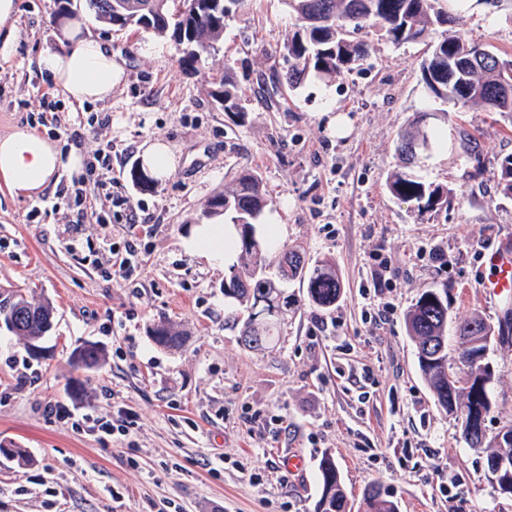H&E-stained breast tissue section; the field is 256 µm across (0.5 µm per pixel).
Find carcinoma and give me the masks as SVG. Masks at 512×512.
I'll use <instances>...</instances> for the list:
<instances>
[{
    "mask_svg": "<svg viewBox=\"0 0 512 512\" xmlns=\"http://www.w3.org/2000/svg\"><path fill=\"white\" fill-rule=\"evenodd\" d=\"M244 0H80V6L100 21L118 30L151 31L170 37L182 47V62L196 66L202 57L217 49L224 35L226 18ZM295 16L292 33L281 51L288 60V71L281 75L272 70L270 82L297 86L309 72L332 78L351 72L369 52L358 38L364 28H374L386 40L399 44L423 40L437 28L448 24V0H285ZM466 42L459 36L445 35L429 42V59L423 64L422 79L433 97L451 101L463 110L474 112H512V59L491 51L484 52L485 62L471 65L462 57ZM215 102L226 112L244 113L231 80L224 78L211 92ZM443 141L440 131L425 128L420 122L402 134L397 144L401 168L386 180L389 194L409 204L418 214L448 208L452 190L427 183L415 170L418 153ZM499 185L505 195H512V155L498 159ZM224 210L215 209V201ZM270 201L262 188L260 176L244 168L232 184L214 194L205 215L221 217L238 232L237 247L253 258L252 264L231 266L224 280V296L246 308L240 333L245 344L256 350L268 348L279 324L294 302L282 291L280 282L299 278L307 282L309 301L321 308L330 307L341 295L342 283L336 270L325 261L306 263L300 253L273 255L266 249L258 219ZM52 313L48 300L33 302L21 290L0 304V312L20 318L15 332L25 344L43 340L42 312ZM408 335L415 346L430 345L428 362H418L438 404L452 414L460 408L474 415L479 427L482 413L489 410L488 390L470 385L461 387L448 376V285L424 290L405 318ZM151 338L159 346L175 347L180 335L161 322L151 329ZM501 464L497 481L502 494L512 495V442L490 454L489 469ZM320 497L315 512H348V502L336 463L326 455L319 464ZM366 512H398V505L370 484L364 491Z\"/></svg>",
    "mask_w": 512,
    "mask_h": 512,
    "instance_id": "cac0c4a2",
    "label": "carcinoma"
}]
</instances>
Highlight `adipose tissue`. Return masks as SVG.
<instances>
[{"mask_svg":"<svg viewBox=\"0 0 512 512\" xmlns=\"http://www.w3.org/2000/svg\"><path fill=\"white\" fill-rule=\"evenodd\" d=\"M40 66L60 94L82 106L109 100L124 70L111 48L91 30L64 23L56 48L46 50ZM80 170L77 152H62L50 139L27 127L0 136V182L17 196L41 192L55 181L62 168ZM237 231L230 224L198 225L190 240L193 251L208 263L227 266L235 262Z\"/></svg>","mask_w":512,"mask_h":512,"instance_id":"ef3b65f1","label":"adipose tissue"}]
</instances>
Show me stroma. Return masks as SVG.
I'll return each mask as SVG.
<instances>
[{
    "mask_svg": "<svg viewBox=\"0 0 512 512\" xmlns=\"http://www.w3.org/2000/svg\"><path fill=\"white\" fill-rule=\"evenodd\" d=\"M16 40L0 57V135L27 126L93 160L112 146L110 167L96 166L88 197L97 219L67 223L57 186L49 208L27 214L35 197L0 185V289L26 288L53 302L54 325L31 354L0 328V440L28 448L34 463L0 461V512H314L319 462L331 456L351 512H365L363 492L379 483L399 512H512L498 492L487 455L512 428V344L492 342L487 360L492 407L482 447L466 443L418 367L404 315L428 288L447 285L448 324L480 319L492 327L506 303L484 299V251L512 242V197L497 184V160L512 154V113L443 107L425 87L426 42L394 44L373 30L360 37L370 53L348 74L307 75L295 90L273 91L269 70L287 71L279 48L295 19L285 0H249L226 21L215 53L181 64L174 42L145 31H118L83 13L111 47L124 76L111 99L65 104L55 125L37 119L52 91L38 56L54 47L59 0H16ZM445 31L512 57V0L449 11ZM231 77L245 116L224 112L210 93ZM104 118L87 126L90 115ZM442 128L444 140L416 169L452 189L447 208L424 214L390 196L396 141L417 116ZM484 151L475 174L464 134ZM166 145L172 171L149 186L131 169L150 145ZM244 168L256 171L272 204L263 224H283L280 249L335 266L343 284L336 305L320 308L305 285L289 282L296 307L277 344L241 343L224 321L225 268L186 247L204 206ZM147 227L130 230L129 209ZM76 240L77 250L67 248ZM134 243L128 278H110L103 243ZM440 252L432 261L431 252ZM391 262L395 311L378 325L359 294L377 257ZM167 321L179 347L154 343ZM100 344L105 364L76 369L72 351ZM134 414L127 436L72 428L74 416ZM305 460L290 471V454Z\"/></svg>",
    "mask_w": 512,
    "mask_h": 512,
    "instance_id": "35a3bbf8",
    "label": "stroma"
}]
</instances>
